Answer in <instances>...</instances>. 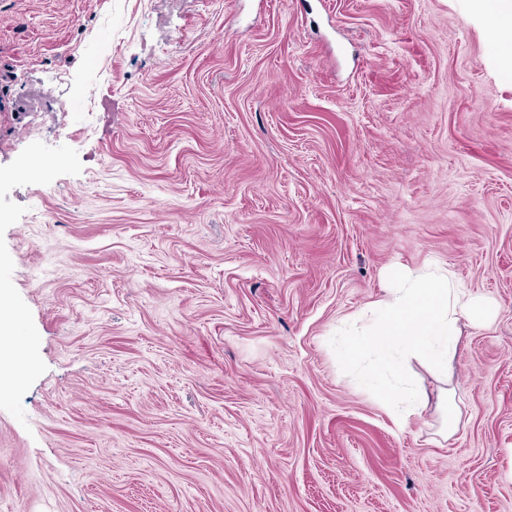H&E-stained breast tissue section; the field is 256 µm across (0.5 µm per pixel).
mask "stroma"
<instances>
[{
  "instance_id": "stroma-1",
  "label": "stroma",
  "mask_w": 512,
  "mask_h": 512,
  "mask_svg": "<svg viewBox=\"0 0 512 512\" xmlns=\"http://www.w3.org/2000/svg\"><path fill=\"white\" fill-rule=\"evenodd\" d=\"M0 0V512H512V69L474 0ZM480 299L396 426L336 351ZM3 305V306H2ZM17 321V315L7 306L3 291L0 292V380L10 379L17 371L20 355L10 326Z\"/></svg>"
}]
</instances>
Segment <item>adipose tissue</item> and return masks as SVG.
<instances>
[{"mask_svg":"<svg viewBox=\"0 0 512 512\" xmlns=\"http://www.w3.org/2000/svg\"><path fill=\"white\" fill-rule=\"evenodd\" d=\"M392 288L365 310L361 333L344 339L347 356L365 363L364 381L393 422L408 425L428 405L408 373L411 361L447 374L463 321H474L479 299L441 264L392 272Z\"/></svg>","mask_w":512,"mask_h":512,"instance_id":"ef3b65f1","label":"adipose tissue"}]
</instances>
